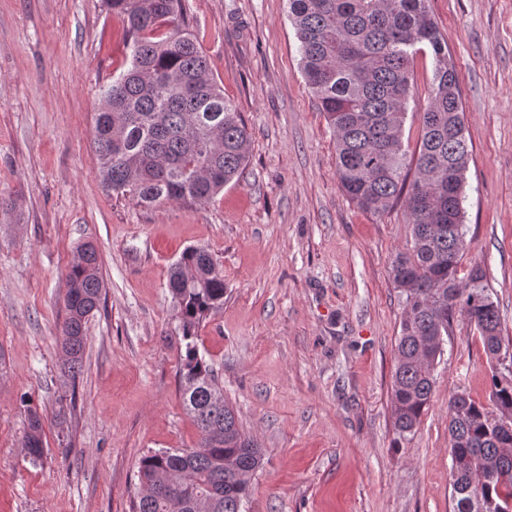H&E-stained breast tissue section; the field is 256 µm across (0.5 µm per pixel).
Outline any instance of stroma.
<instances>
[{"label": "stroma", "mask_w": 512, "mask_h": 512, "mask_svg": "<svg viewBox=\"0 0 512 512\" xmlns=\"http://www.w3.org/2000/svg\"><path fill=\"white\" fill-rule=\"evenodd\" d=\"M224 96L251 134L237 182L211 202L151 206L101 183L93 117L127 70L105 0H0V512H131L139 461L199 439L179 388L185 342L168 288L190 247L224 270V304L198 330L264 463L242 512H453L448 399L488 403L489 361L454 321L428 410L399 437L391 410L405 314L391 274L410 244L403 205L356 207L302 78L287 0H185ZM455 63L473 145L468 246L512 337V0H428ZM432 64L417 55L404 145L420 142ZM102 259L82 374L64 371L65 278L78 245ZM45 453L21 445L29 410Z\"/></svg>", "instance_id": "1"}]
</instances>
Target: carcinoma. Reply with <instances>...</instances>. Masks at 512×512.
Listing matches in <instances>:
<instances>
[{
	"label": "carcinoma",
	"mask_w": 512,
	"mask_h": 512,
	"mask_svg": "<svg viewBox=\"0 0 512 512\" xmlns=\"http://www.w3.org/2000/svg\"><path fill=\"white\" fill-rule=\"evenodd\" d=\"M126 22L130 67L103 92L93 146L105 188L150 206L205 204L241 177L250 133L224 98L193 36L183 0H106ZM299 42L300 71L336 142V171L348 198L374 216L404 200L411 246L392 261L406 312L396 343L391 406L395 429L412 434L430 406L434 368L454 319L479 333L486 356L503 340L501 316L478 264L458 275L466 248V136L455 66L427 0H288ZM430 53L432 79L415 162L403 146L404 123L419 53ZM415 176L407 182V171ZM180 310L179 381L199 432L194 448L157 451L139 465L132 512H241L263 452L224 400L215 371L194 344L199 325L224 305V271L204 248L185 251L169 274ZM105 294L101 260L77 247L66 278L62 349L68 372L82 368L85 324ZM490 405L470 395L448 400L453 512H512V444L491 415L512 411V380L492 368ZM22 447L44 454L40 415L29 411Z\"/></svg>",
	"instance_id": "obj_1"
}]
</instances>
